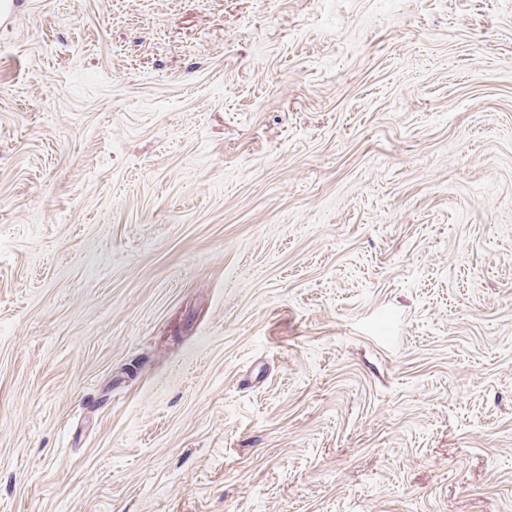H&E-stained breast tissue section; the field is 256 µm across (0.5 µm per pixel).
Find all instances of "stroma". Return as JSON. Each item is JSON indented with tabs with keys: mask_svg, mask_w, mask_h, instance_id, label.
Here are the masks:
<instances>
[{
	"mask_svg": "<svg viewBox=\"0 0 512 512\" xmlns=\"http://www.w3.org/2000/svg\"><path fill=\"white\" fill-rule=\"evenodd\" d=\"M0 512H512V0H19Z\"/></svg>",
	"mask_w": 512,
	"mask_h": 512,
	"instance_id": "1",
	"label": "stroma"
}]
</instances>
